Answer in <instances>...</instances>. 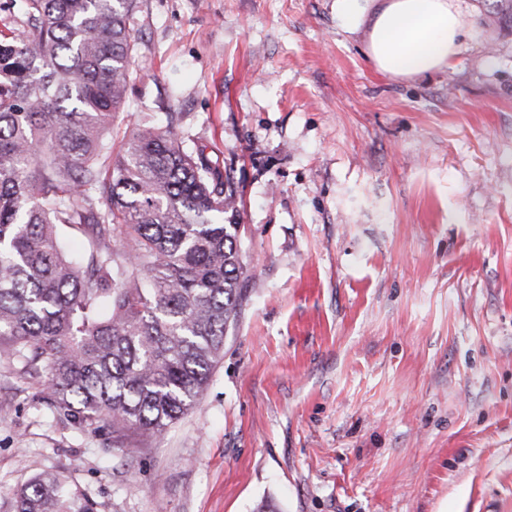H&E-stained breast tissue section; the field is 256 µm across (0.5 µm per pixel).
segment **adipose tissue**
<instances>
[{
    "label": "adipose tissue",
    "instance_id": "ef3b65f1",
    "mask_svg": "<svg viewBox=\"0 0 512 512\" xmlns=\"http://www.w3.org/2000/svg\"><path fill=\"white\" fill-rule=\"evenodd\" d=\"M336 0V12L350 28L368 24L367 52L390 76L415 79L443 70L461 48L462 18L452 0Z\"/></svg>",
    "mask_w": 512,
    "mask_h": 512
}]
</instances>
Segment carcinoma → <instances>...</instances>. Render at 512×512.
Instances as JSON below:
<instances>
[{
  "label": "carcinoma",
  "instance_id": "obj_1",
  "mask_svg": "<svg viewBox=\"0 0 512 512\" xmlns=\"http://www.w3.org/2000/svg\"><path fill=\"white\" fill-rule=\"evenodd\" d=\"M24 2L26 28L0 34V346L82 428L109 426L120 446L161 436L208 387L243 308L237 195L173 125L113 152L135 0ZM64 228L89 238L78 261ZM13 508L94 512L55 474Z\"/></svg>",
  "mask_w": 512,
  "mask_h": 512
}]
</instances>
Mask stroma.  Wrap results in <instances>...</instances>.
I'll use <instances>...</instances> for the list:
<instances>
[{"label":"stroma","mask_w":512,"mask_h":512,"mask_svg":"<svg viewBox=\"0 0 512 512\" xmlns=\"http://www.w3.org/2000/svg\"><path fill=\"white\" fill-rule=\"evenodd\" d=\"M448 69L378 71L336 0H136L112 123L175 125L238 195L247 301L159 437L54 414L0 348V512H512V10L456 0ZM14 512H94L87 493L55 474L37 475L14 493Z\"/></svg>","instance_id":"1"}]
</instances>
